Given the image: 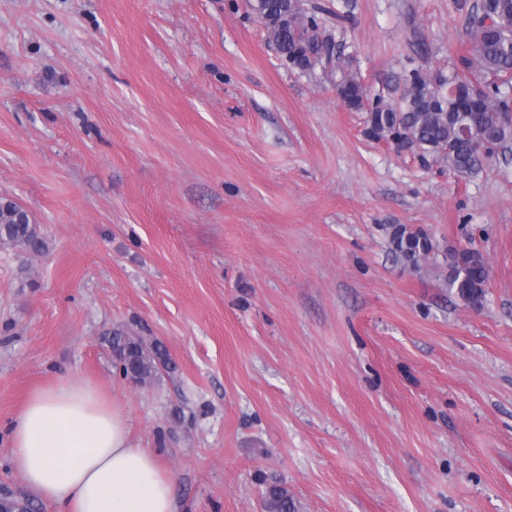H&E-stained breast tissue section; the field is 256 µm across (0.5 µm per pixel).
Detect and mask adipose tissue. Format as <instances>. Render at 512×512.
<instances>
[{"label":"adipose tissue","mask_w":512,"mask_h":512,"mask_svg":"<svg viewBox=\"0 0 512 512\" xmlns=\"http://www.w3.org/2000/svg\"><path fill=\"white\" fill-rule=\"evenodd\" d=\"M11 467L57 512H177L173 475L90 383L34 393L9 427Z\"/></svg>","instance_id":"ef3b65f1"}]
</instances>
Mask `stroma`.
Listing matches in <instances>:
<instances>
[{
    "instance_id": "35a3bbf8",
    "label": "stroma",
    "mask_w": 512,
    "mask_h": 512,
    "mask_svg": "<svg viewBox=\"0 0 512 512\" xmlns=\"http://www.w3.org/2000/svg\"><path fill=\"white\" fill-rule=\"evenodd\" d=\"M477 0H349L308 76L248 0H0V196L46 242L0 247L7 427L85 380L154 448L179 512H512V151L472 175L366 136L336 93L353 59L394 85L422 38L447 71ZM425 230L412 268L388 231ZM481 252L480 307L442 254ZM161 341L124 379L104 343ZM104 342L115 353L120 373L135 385L153 382L160 369L169 366L167 351L160 341L146 343L117 327L108 333ZM265 508L268 512H296V504L288 489L273 485L267 488Z\"/></svg>"
}]
</instances>
